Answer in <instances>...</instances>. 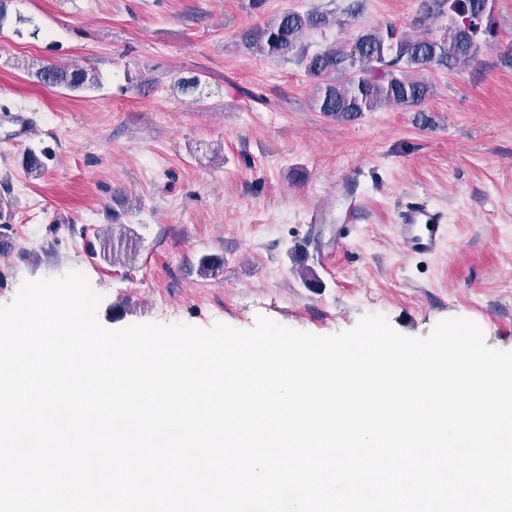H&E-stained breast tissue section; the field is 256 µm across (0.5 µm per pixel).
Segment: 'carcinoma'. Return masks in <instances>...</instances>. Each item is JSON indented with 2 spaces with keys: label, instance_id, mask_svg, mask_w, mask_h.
I'll return each instance as SVG.
<instances>
[{
  "label": "carcinoma",
  "instance_id": "cac0c4a2",
  "mask_svg": "<svg viewBox=\"0 0 512 512\" xmlns=\"http://www.w3.org/2000/svg\"><path fill=\"white\" fill-rule=\"evenodd\" d=\"M448 21L440 38L429 36L431 22ZM337 23L331 12L288 10L245 30L243 48L251 53L290 60L312 83L318 111L339 122L351 123L382 105L418 108L433 94L426 73L461 69L472 63L482 46L498 37L494 0H422L411 35L393 24L361 31L350 43L337 42L309 50L302 37ZM39 82L70 92H85L97 85L95 75L83 68L31 64ZM46 153L30 149L24 158L27 173L38 176ZM11 202L0 196V238H9Z\"/></svg>",
  "mask_w": 512,
  "mask_h": 512
}]
</instances>
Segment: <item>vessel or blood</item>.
<instances>
[{
	"mask_svg": "<svg viewBox=\"0 0 512 512\" xmlns=\"http://www.w3.org/2000/svg\"><path fill=\"white\" fill-rule=\"evenodd\" d=\"M397 233L408 254H433L445 240L444 215L424 203L401 208Z\"/></svg>",
	"mask_w": 512,
	"mask_h": 512,
	"instance_id": "obj_1",
	"label": "vessel or blood"
}]
</instances>
